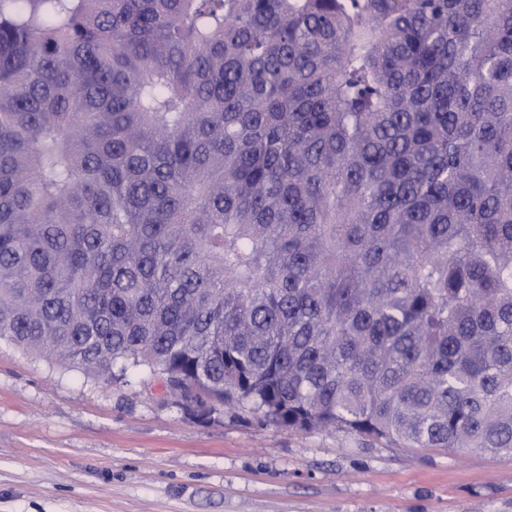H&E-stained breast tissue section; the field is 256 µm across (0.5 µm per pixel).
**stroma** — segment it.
Listing matches in <instances>:
<instances>
[{
  "instance_id": "1",
  "label": "stroma",
  "mask_w": 512,
  "mask_h": 512,
  "mask_svg": "<svg viewBox=\"0 0 512 512\" xmlns=\"http://www.w3.org/2000/svg\"><path fill=\"white\" fill-rule=\"evenodd\" d=\"M0 512H512V456L200 420L0 339Z\"/></svg>"
}]
</instances>
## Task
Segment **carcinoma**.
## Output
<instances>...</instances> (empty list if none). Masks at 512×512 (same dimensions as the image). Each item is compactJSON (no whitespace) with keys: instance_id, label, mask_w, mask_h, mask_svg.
<instances>
[{"instance_id":"cac0c4a2","label":"carcinoma","mask_w":512,"mask_h":512,"mask_svg":"<svg viewBox=\"0 0 512 512\" xmlns=\"http://www.w3.org/2000/svg\"><path fill=\"white\" fill-rule=\"evenodd\" d=\"M0 338L511 455L512 0H0Z\"/></svg>"}]
</instances>
